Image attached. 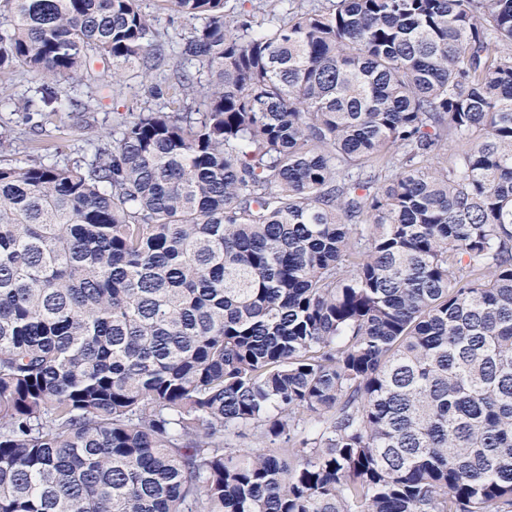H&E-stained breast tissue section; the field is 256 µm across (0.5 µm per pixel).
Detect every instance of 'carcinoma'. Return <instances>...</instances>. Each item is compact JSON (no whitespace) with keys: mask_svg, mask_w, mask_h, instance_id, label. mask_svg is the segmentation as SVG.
Masks as SVG:
<instances>
[{"mask_svg":"<svg viewBox=\"0 0 512 512\" xmlns=\"http://www.w3.org/2000/svg\"><path fill=\"white\" fill-rule=\"evenodd\" d=\"M6 2L0 512H512V0ZM1 84L10 86L20 98L33 99L35 109L40 110L24 112L13 104L0 105V131L10 133L9 158L18 161L40 155L45 162L57 155L59 158L65 155L75 157L79 149L88 148V144L96 141L100 133L112 129L113 111L125 112L126 106L143 101L146 97L137 81H130L127 88L114 95V99L108 90H104L100 97L95 86L64 84L62 90L66 95L84 102L90 101L91 108L89 112H52L57 104L54 100L42 98L40 83L30 75L22 72L5 76L0 74ZM38 147L47 148L48 151H37ZM57 151L60 152L55 155Z\"/></svg>","mask_w":512,"mask_h":512,"instance_id":"1","label":"carcinoma"}]
</instances>
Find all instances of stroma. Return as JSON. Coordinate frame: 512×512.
<instances>
[{"label": "stroma", "mask_w": 512, "mask_h": 512, "mask_svg": "<svg viewBox=\"0 0 512 512\" xmlns=\"http://www.w3.org/2000/svg\"><path fill=\"white\" fill-rule=\"evenodd\" d=\"M8 85L17 96L33 99L35 108L26 112L14 105H0V131L11 135L9 156L23 161L36 158L39 149H46L48 156L58 154L75 156L87 148L105 130L111 129L113 114L125 111L132 102L142 101L146 94L138 82H129L119 95L97 92L85 85L67 86L66 95L88 102L86 112H59L52 101L43 99L40 84L30 75L16 72L0 75V85Z\"/></svg>", "instance_id": "stroma-1"}]
</instances>
